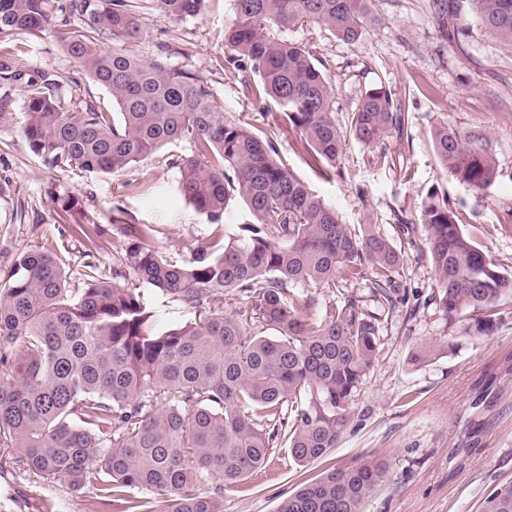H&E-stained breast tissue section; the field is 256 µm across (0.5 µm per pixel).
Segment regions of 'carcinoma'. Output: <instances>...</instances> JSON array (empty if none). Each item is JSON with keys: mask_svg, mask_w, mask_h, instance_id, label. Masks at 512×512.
Returning a JSON list of instances; mask_svg holds the SVG:
<instances>
[{"mask_svg": "<svg viewBox=\"0 0 512 512\" xmlns=\"http://www.w3.org/2000/svg\"><path fill=\"white\" fill-rule=\"evenodd\" d=\"M210 0H0V128L13 127L54 169L113 173L165 145L186 143L179 191L215 223L219 242L177 264L150 244L152 226L125 225L120 261L138 283L195 314L176 328L154 322L144 293L118 285L95 256L104 227L74 225L83 241L81 272L48 248L19 254L0 274V447L13 448L33 474L79 489L98 481L92 512H222L224 488L262 469L273 443L288 441L306 466L341 441L374 367L385 316L404 298L395 275L403 262L377 224L354 229L312 192L272 141L224 114L207 82L171 64L156 44L145 60L127 45L150 37L142 16L184 22ZM494 37L512 46V0H466ZM224 28L226 61H247L299 136L321 174L336 167L342 135L332 88L304 45L266 35L269 27L317 23L356 43L368 0H234ZM55 38L76 68L28 74L14 43ZM110 94V112L82 94V82ZM24 84L23 111L9 90ZM405 114L381 88L368 90L349 116L365 146L403 134ZM433 149L446 172L482 190L496 178L493 144L438 126ZM240 196L253 221L224 234L221 220ZM421 223L440 285L439 310L475 336L497 328L496 308L512 296V277L464 235L448 202L429 197ZM369 278L317 321L307 287L336 290L338 279ZM240 303L224 312V292ZM261 322L272 336L252 333ZM383 462L366 461L303 483L276 512H364L386 482ZM213 481L215 495L196 493ZM146 491L148 501L131 493ZM480 512H512V481L495 487Z\"/></svg>", "mask_w": 512, "mask_h": 512, "instance_id": "cac0c4a2", "label": "carcinoma"}]
</instances>
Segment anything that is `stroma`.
Wrapping results in <instances>:
<instances>
[{
	"label": "stroma",
	"mask_w": 512,
	"mask_h": 512,
	"mask_svg": "<svg viewBox=\"0 0 512 512\" xmlns=\"http://www.w3.org/2000/svg\"><path fill=\"white\" fill-rule=\"evenodd\" d=\"M370 16L361 38L350 44L309 23L269 28L275 39L308 46L334 91V116L346 128L364 93L384 89L405 114L403 134L366 146L345 136L331 178L316 175L297 146L298 135L272 100L256 101L250 67H219L229 51L223 33L234 17V0H212L201 17L171 22L146 16L178 56L176 65L197 70L227 116L248 122L273 140L280 157L333 208L341 223L376 224L401 252L396 276L410 301L385 322L382 345L354 405L352 424L326 458L300 467L285 442L274 443L265 469L226 489L223 512H275L300 483L334 468L367 460L386 463L389 478L367 499L365 512H478L484 497L512 480V299L498 307L499 325L472 337L438 309L436 275L426 252L421 212L430 196L447 199L463 232L501 272L512 274V46L487 33L467 8L454 27L440 23L432 0H368ZM439 125L465 135H487L495 147L496 180L475 191L448 174L432 146ZM0 269L23 251L54 248L72 269L81 266L77 223L107 228L96 256L120 284L135 277L120 265L125 224H148L152 246L167 259L185 262L213 230L178 191L187 144L167 145L116 172L51 169L17 131H0ZM387 154V163L378 155ZM138 190L126 188V181ZM78 198L65 212L60 199ZM122 224H114V217ZM403 224L412 234L400 233ZM437 345L416 363L419 346ZM94 483L73 489L46 482L0 454V512H91Z\"/></svg>",
	"instance_id": "obj_1"
}]
</instances>
